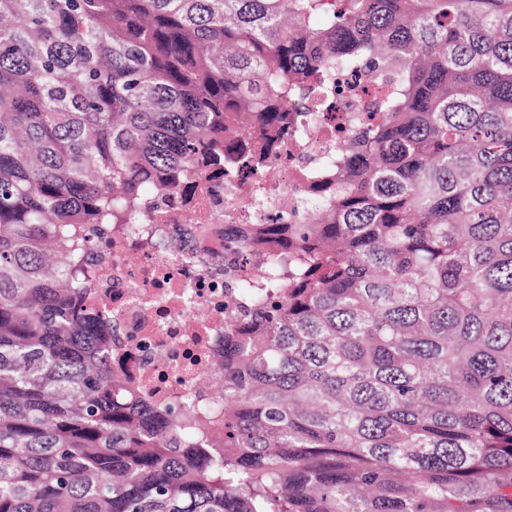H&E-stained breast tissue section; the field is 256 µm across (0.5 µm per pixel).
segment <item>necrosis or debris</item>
Returning a JSON list of instances; mask_svg holds the SVG:
<instances>
[{"label":"necrosis or debris","mask_w":512,"mask_h":512,"mask_svg":"<svg viewBox=\"0 0 512 512\" xmlns=\"http://www.w3.org/2000/svg\"><path fill=\"white\" fill-rule=\"evenodd\" d=\"M335 143L329 124L285 138L274 162L278 181L242 188L193 175L188 191L152 196L147 223L113 225L95 255L93 292L121 327L112 358L127 387L159 409L188 399L223 417L210 389L213 362L224 346L225 319L242 312L235 285L243 259L227 243L243 225L275 224L300 212V172L324 162ZM189 213L194 223H185ZM133 251L139 262L129 261ZM194 302L207 314L192 322L185 312Z\"/></svg>","instance_id":"4bbe7bcc"}]
</instances>
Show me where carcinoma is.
Wrapping results in <instances>:
<instances>
[{"mask_svg":"<svg viewBox=\"0 0 512 512\" xmlns=\"http://www.w3.org/2000/svg\"><path fill=\"white\" fill-rule=\"evenodd\" d=\"M358 68L319 219L259 230L291 275L238 284L224 419L126 392L93 239L202 152L262 173ZM0 512H512V0H0ZM336 80L340 83L341 91L338 95H335L334 101H336L339 107L340 117H342L345 122L352 115H363L362 113H367L370 110V98L361 90L367 83L360 73L358 77L354 76L352 72H342L337 75ZM357 95L361 104L360 112H354V104Z\"/></svg>","mask_w":512,"mask_h":512,"instance_id":"cac0c4a2","label":"carcinoma"}]
</instances>
